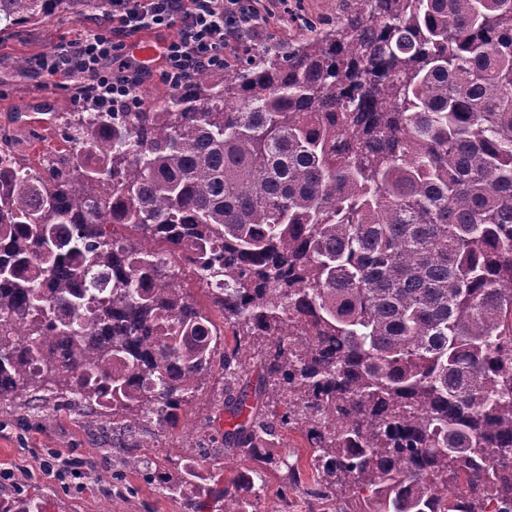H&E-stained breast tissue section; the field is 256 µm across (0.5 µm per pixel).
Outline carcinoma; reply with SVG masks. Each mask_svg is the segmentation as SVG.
Instances as JSON below:
<instances>
[{
  "label": "carcinoma",
  "mask_w": 512,
  "mask_h": 512,
  "mask_svg": "<svg viewBox=\"0 0 512 512\" xmlns=\"http://www.w3.org/2000/svg\"><path fill=\"white\" fill-rule=\"evenodd\" d=\"M92 2L0 0V26ZM55 126L39 171L0 145V401L56 390L134 436L218 364L224 452L275 465L301 432L325 512H512V0H351L161 107ZM202 467L145 471L179 497ZM188 292L202 308L210 313L212 320L219 326L222 335L224 334V337L221 336L219 351L222 352L223 348L225 347L231 349L235 344L232 331L228 328V326L224 328L223 316L216 308L211 307L209 293H207V290L202 288H188Z\"/></svg>",
  "instance_id": "carcinoma-1"
}]
</instances>
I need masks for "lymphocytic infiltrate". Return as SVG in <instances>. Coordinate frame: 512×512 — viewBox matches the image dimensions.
<instances>
[{
    "instance_id": "obj_1",
    "label": "lymphocytic infiltrate",
    "mask_w": 512,
    "mask_h": 512,
    "mask_svg": "<svg viewBox=\"0 0 512 512\" xmlns=\"http://www.w3.org/2000/svg\"><path fill=\"white\" fill-rule=\"evenodd\" d=\"M111 23L84 38L42 55L50 76L86 73L77 85L79 102L102 112L140 108L139 89L146 72L125 56V40L146 30L176 28L162 51V76L179 88L206 71L223 69L229 54L246 50L263 35V20L287 11L288 0H107Z\"/></svg>"
}]
</instances>
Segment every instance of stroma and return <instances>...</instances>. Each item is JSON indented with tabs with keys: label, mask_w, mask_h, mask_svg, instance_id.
<instances>
[{
	"label": "stroma",
	"mask_w": 512,
	"mask_h": 512,
	"mask_svg": "<svg viewBox=\"0 0 512 512\" xmlns=\"http://www.w3.org/2000/svg\"><path fill=\"white\" fill-rule=\"evenodd\" d=\"M104 9H57L42 22L0 31V139L19 143L31 166L43 153L60 147L52 129L58 112H75L73 97L80 75L49 77L39 57L98 27ZM340 0H288V11L266 19L265 37L245 52L254 61L287 51L310 30L336 22ZM222 379L213 376L207 388L186 404L176 428L152 427L149 447L139 454L154 464L174 467L191 455L196 441L222 427L218 400ZM271 453L279 467L258 469L264 491L258 512H313L311 450L298 431L283 432ZM127 453L112 440L111 421L88 422L47 396L20 409L0 402V500L20 492L37 495L44 512H191L185 499L169 497L142 472L126 469ZM58 458L57 475H46L43 461ZM296 467L301 485H287L288 467Z\"/></svg>",
	"instance_id": "35a3bbf8"
}]
</instances>
